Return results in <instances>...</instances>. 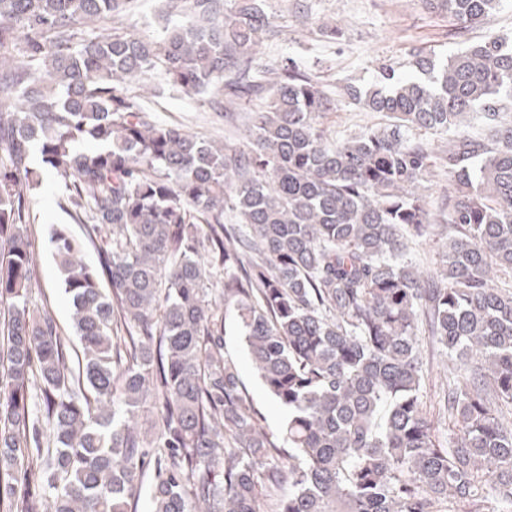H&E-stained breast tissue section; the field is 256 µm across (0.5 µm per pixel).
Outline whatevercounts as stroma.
Here are the masks:
<instances>
[{
  "label": "stroma",
  "instance_id": "obj_1",
  "mask_svg": "<svg viewBox=\"0 0 512 512\" xmlns=\"http://www.w3.org/2000/svg\"><path fill=\"white\" fill-rule=\"evenodd\" d=\"M267 6L279 18V31L262 44V65L274 68L292 59L321 76L324 90L334 104L323 124L334 136L355 134L363 127L381 122L378 114L351 103L343 93L342 82H372L376 65L386 61L393 63L397 72H405L416 51L450 55L487 34L512 33V0H502L497 13L486 24L468 31L462 38L449 36L447 16L432 12L425 0H268ZM323 25L336 26L337 37L322 35L319 28ZM144 105L158 122L180 126L231 146L245 144L235 127L225 124L213 112L206 97L167 89L146 99ZM30 210L35 219L32 229L40 246L31 304L49 310L62 331L70 336L71 347H78L69 298L53 259L50 232L59 225L67 227L74 238L84 242V258L89 263H96L97 252L86 242L85 225L71 219L63 190L54 179H44L41 188L32 193ZM223 290V277L212 278L208 298L213 306L225 310L224 352L234 360L240 379L268 429L279 432L285 422V411L261 383L236 313L224 307Z\"/></svg>",
  "mask_w": 512,
  "mask_h": 512
}]
</instances>
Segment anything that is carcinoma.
I'll list each match as a JSON object with an SVG mask.
<instances>
[{"label": "carcinoma", "mask_w": 512, "mask_h": 512, "mask_svg": "<svg viewBox=\"0 0 512 512\" xmlns=\"http://www.w3.org/2000/svg\"><path fill=\"white\" fill-rule=\"evenodd\" d=\"M425 2L459 36L501 0ZM136 3L0 0V512H130L147 477L153 512H512V289L492 286L512 283V36L345 85L386 119L347 138L290 59L241 149L156 122L127 82L157 76L219 111L263 92L267 0H164L152 41L102 27ZM437 168L434 210L421 186ZM44 172L98 255L52 229L75 363L30 306ZM426 240L442 251L424 279L407 247ZM215 271L288 412L279 435L224 356ZM422 335L451 363L442 432L423 411Z\"/></svg>", "instance_id": "carcinoma-1"}]
</instances>
